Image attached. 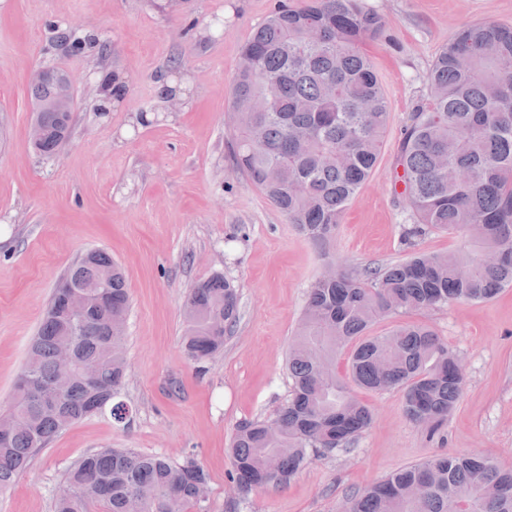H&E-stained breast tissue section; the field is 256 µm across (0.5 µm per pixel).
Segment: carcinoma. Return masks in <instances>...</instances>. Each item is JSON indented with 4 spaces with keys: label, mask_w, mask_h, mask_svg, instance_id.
Returning <instances> with one entry per match:
<instances>
[{
    "label": "carcinoma",
    "mask_w": 512,
    "mask_h": 512,
    "mask_svg": "<svg viewBox=\"0 0 512 512\" xmlns=\"http://www.w3.org/2000/svg\"><path fill=\"white\" fill-rule=\"evenodd\" d=\"M386 26L359 0H283L256 26L241 49L229 118L234 169L260 187L288 223L326 249L349 200L375 169L390 110L371 59L363 50ZM70 52L107 46L78 32L65 36ZM430 94L405 126L395 185L412 224L413 246L431 231L459 233L463 248L438 254L413 251L405 260L338 271L310 287L288 349L294 395L268 420L240 424L232 438L231 476L240 498L282 487L316 454L346 450L372 423V412L350 384L398 389L407 416L434 436L459 399L463 381L457 357L431 329L399 323L383 336L369 331L393 315L454 301L479 302L512 286V26L462 25L436 54ZM335 88L330 94L327 89ZM31 101L54 100L53 83L29 86ZM49 137L40 153H57L71 133L70 116L38 113ZM494 250L486 264L481 256ZM79 293L84 317L71 318L67 293ZM130 296L125 272L106 250L86 251L57 283L11 399L0 419L12 421L0 443V492L24 472L34 455L72 424L117 400L126 362ZM240 316L239 289L220 273L196 283L184 303L182 342L201 363L224 350ZM74 346L77 370L55 389L61 370L58 345ZM353 345L348 377L336 357ZM94 368L89 387L82 370ZM26 383L28 393L21 390ZM208 483L194 459L173 463L123 448L82 456L67 472L55 512H165L167 499L181 512L200 503ZM348 512H512V471L472 453H442L408 465L352 496Z\"/></svg>",
    "instance_id": "1"
}]
</instances>
